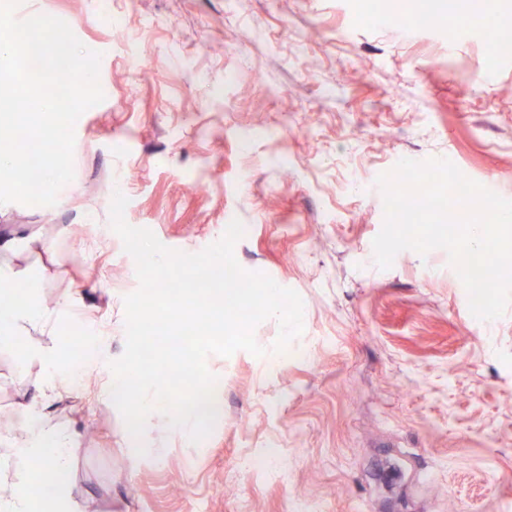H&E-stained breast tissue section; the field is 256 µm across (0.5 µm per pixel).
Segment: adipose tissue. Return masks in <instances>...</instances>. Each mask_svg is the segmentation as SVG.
<instances>
[{
  "label": "adipose tissue",
  "instance_id": "1",
  "mask_svg": "<svg viewBox=\"0 0 512 512\" xmlns=\"http://www.w3.org/2000/svg\"><path fill=\"white\" fill-rule=\"evenodd\" d=\"M51 318V312L38 296L28 294L0 312V337L26 335L29 330L46 326ZM63 348V341L57 340L27 349V360L45 366L47 375L39 401L26 405V412H37L40 401L61 395L71 387V375L59 364ZM10 442L14 460L21 465L32 464L33 474L0 493V512H76L63 479L69 464L71 435L43 423L36 429L12 436Z\"/></svg>",
  "mask_w": 512,
  "mask_h": 512
}]
</instances>
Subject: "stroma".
I'll return each mask as SVG.
<instances>
[{"mask_svg":"<svg viewBox=\"0 0 512 512\" xmlns=\"http://www.w3.org/2000/svg\"><path fill=\"white\" fill-rule=\"evenodd\" d=\"M23 0L106 47L105 99L75 124L74 178L52 206L0 205V234L31 239L0 266L31 273L59 336L125 348L135 262L124 218L197 253L232 220L235 256L304 303L296 358L209 356L223 406L200 443L155 416L136 455L116 406L71 393L47 405L72 432L65 479L80 512H501L512 505V302L475 318L447 251L372 241L376 184L403 158H445L512 200V56L476 33L401 21L399 0ZM235 73L225 81L226 73ZM0 343V414L32 421L42 370ZM260 457L261 471L246 463Z\"/></svg>","mask_w":512,"mask_h":512,"instance_id":"stroma-1","label":"stroma"}]
</instances>
